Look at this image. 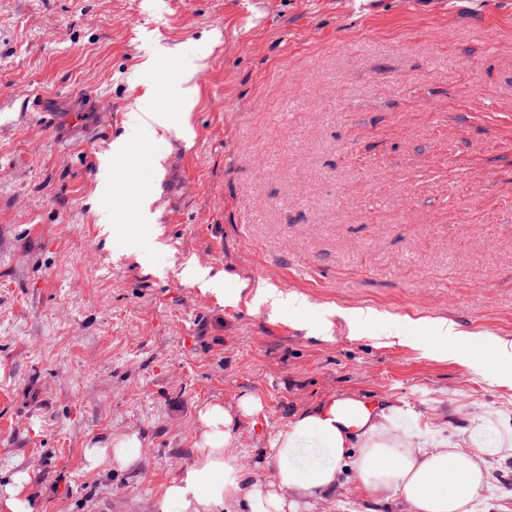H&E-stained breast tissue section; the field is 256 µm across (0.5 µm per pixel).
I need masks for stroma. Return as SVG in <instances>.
Masks as SVG:
<instances>
[{
  "label": "stroma",
  "instance_id": "stroma-1",
  "mask_svg": "<svg viewBox=\"0 0 512 512\" xmlns=\"http://www.w3.org/2000/svg\"><path fill=\"white\" fill-rule=\"evenodd\" d=\"M490 2L0 0V482L27 472L35 512H154L200 410L245 395L248 478L332 395L387 399L463 452L511 425L490 340H512V0ZM134 102L174 127L118 158ZM152 180L142 223L130 188ZM189 263L239 301L185 282ZM260 284L303 312L271 314ZM367 309L392 339L350 330ZM438 319L465 348L437 354ZM132 434L134 466L85 470L86 448ZM480 500L512 512V458ZM308 512L400 505L349 481Z\"/></svg>",
  "mask_w": 512,
  "mask_h": 512
}]
</instances>
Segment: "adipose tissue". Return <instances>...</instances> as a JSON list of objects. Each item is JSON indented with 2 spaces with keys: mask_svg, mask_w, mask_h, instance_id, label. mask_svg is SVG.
I'll return each instance as SVG.
<instances>
[{
  "mask_svg": "<svg viewBox=\"0 0 512 512\" xmlns=\"http://www.w3.org/2000/svg\"><path fill=\"white\" fill-rule=\"evenodd\" d=\"M259 408L246 395L233 409L200 410L196 456L165 485L155 512H300L306 500L328 498L352 475L366 493L401 501L407 512H481L480 492L492 478L489 452L512 456V428L499 432L495 450L461 452L448 436L414 438L399 407L340 395L293 416L271 441L268 475L247 480L228 447L238 417ZM308 438L326 460L303 459ZM139 455V440L126 436L88 449L85 468L124 469Z\"/></svg>",
  "mask_w": 512,
  "mask_h": 512,
  "instance_id": "ef3b65f1",
  "label": "adipose tissue"
}]
</instances>
